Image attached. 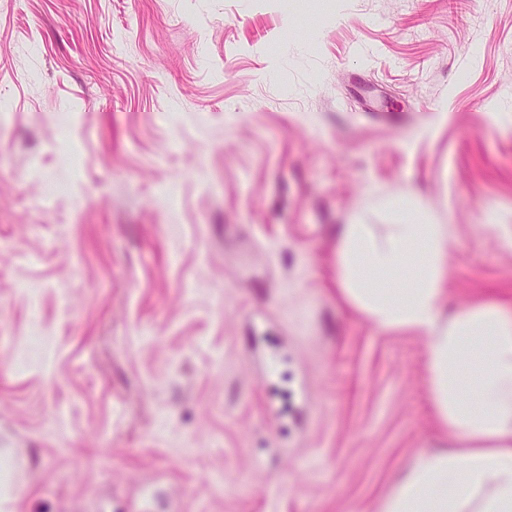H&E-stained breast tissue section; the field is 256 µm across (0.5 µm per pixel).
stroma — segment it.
<instances>
[{"mask_svg":"<svg viewBox=\"0 0 512 512\" xmlns=\"http://www.w3.org/2000/svg\"><path fill=\"white\" fill-rule=\"evenodd\" d=\"M0 0V512H375L448 448L336 295L411 193L512 308V0Z\"/></svg>","mask_w":512,"mask_h":512,"instance_id":"stroma-1","label":"stroma"}]
</instances>
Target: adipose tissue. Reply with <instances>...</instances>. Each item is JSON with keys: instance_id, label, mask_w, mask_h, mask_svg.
<instances>
[{"instance_id": "ef3b65f1", "label": "adipose tissue", "mask_w": 512, "mask_h": 512, "mask_svg": "<svg viewBox=\"0 0 512 512\" xmlns=\"http://www.w3.org/2000/svg\"><path fill=\"white\" fill-rule=\"evenodd\" d=\"M387 224H345L342 301L386 333L427 340L426 384L452 447L423 450L377 512H512V312L494 300L446 314L448 227L414 196L390 197Z\"/></svg>"}]
</instances>
